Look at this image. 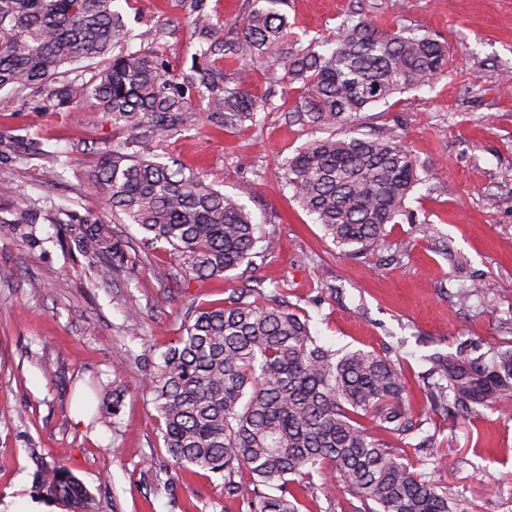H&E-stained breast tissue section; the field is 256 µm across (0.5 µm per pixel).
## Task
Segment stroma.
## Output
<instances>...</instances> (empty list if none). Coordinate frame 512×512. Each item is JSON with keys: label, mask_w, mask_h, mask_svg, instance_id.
Masks as SVG:
<instances>
[{"label": "stroma", "mask_w": 512, "mask_h": 512, "mask_svg": "<svg viewBox=\"0 0 512 512\" xmlns=\"http://www.w3.org/2000/svg\"><path fill=\"white\" fill-rule=\"evenodd\" d=\"M363 7L384 30L409 26L448 47V68L429 85L363 112L356 136L398 129L420 167L406 214L367 254L353 258L277 177V165L323 130L287 126L297 92L270 86L255 69L247 88L272 94L261 125L231 133L207 125L170 137L164 153L238 197L257 232L274 236L272 256L252 270L266 293L282 291L336 349H390L403 362L407 398L421 407L414 379L425 356L478 345L512 346V0H288L289 38L333 37ZM133 48L191 63L186 29L158 40L151 25L189 10L187 0H117ZM111 117L90 105L60 112L34 89L0 90V512H27L41 465L66 461L95 495L100 512H245L221 481L183 473L157 483L169 460L156 437L155 411L141 388L176 336L190 302L219 303L228 282L187 280L168 251L139 255L120 275L112 263L73 259L58 230L72 213L102 215L89 173L118 137ZM260 160L266 173L248 170ZM164 276H156V269ZM476 288L460 301V290ZM143 311L137 324L125 308ZM124 386L118 415L112 384ZM436 435L443 459L435 476L456 512H512V413L498 405L475 414L432 416L408 443Z\"/></svg>", "instance_id": "obj_1"}]
</instances>
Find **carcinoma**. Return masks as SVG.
Returning a JSON list of instances; mask_svg holds the SVG:
<instances>
[{
  "instance_id": "obj_1",
  "label": "carcinoma",
  "mask_w": 512,
  "mask_h": 512,
  "mask_svg": "<svg viewBox=\"0 0 512 512\" xmlns=\"http://www.w3.org/2000/svg\"><path fill=\"white\" fill-rule=\"evenodd\" d=\"M116 0H0V89H40L60 109L89 103L112 117L122 137L100 152L90 178L115 217L141 231L142 248L166 246L185 277L228 278L272 254L239 199L176 161L164 163L166 138L205 120L233 132L275 109L245 89L246 73L299 83L288 126L348 129L396 93L428 84L448 65V49L411 29L380 30L353 12L330 41L288 45L287 0H251L236 36L224 38L219 11L190 4L191 66L130 47ZM106 64L88 81L57 83L83 60ZM206 100L204 112L192 99ZM418 161L396 130L369 137L330 136L279 164L292 199L350 255L369 251L405 212L421 183ZM88 260L127 265L128 242L93 216L62 228ZM220 306L188 304L179 336L152 364L142 390L172 466L224 480V496L246 512H311L314 477L336 479L349 512H453L448 492L427 471L441 460L435 435L422 459L396 451L422 431L424 415L469 413L512 395V347L487 361L461 345L436 352L417 374L425 408L406 397L399 361L384 352L334 350L311 331L298 306L265 298L245 273ZM375 419L380 433L366 424ZM40 496L68 512H97L86 485L63 462L36 474Z\"/></svg>"
}]
</instances>
